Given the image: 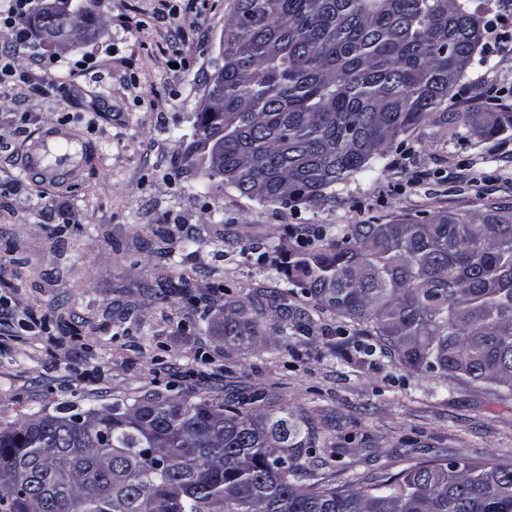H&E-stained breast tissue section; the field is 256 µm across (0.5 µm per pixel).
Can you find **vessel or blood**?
<instances>
[{"mask_svg": "<svg viewBox=\"0 0 512 512\" xmlns=\"http://www.w3.org/2000/svg\"><path fill=\"white\" fill-rule=\"evenodd\" d=\"M93 160L88 142L70 128L57 127L30 137L19 153L18 165L31 182L55 186Z\"/></svg>", "mask_w": 512, "mask_h": 512, "instance_id": "obj_1", "label": "vessel or blood"}]
</instances>
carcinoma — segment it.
I'll list each match as a JSON object with an SVG mask.
<instances>
[{
	"instance_id": "cac0c4a2",
	"label": "carcinoma",
	"mask_w": 512,
	"mask_h": 512,
	"mask_svg": "<svg viewBox=\"0 0 512 512\" xmlns=\"http://www.w3.org/2000/svg\"><path fill=\"white\" fill-rule=\"evenodd\" d=\"M475 0H228L224 75L189 152L224 144L216 183L249 199L315 204L439 112L483 33ZM478 136L511 112H453ZM281 325L295 290L350 323L343 340L371 356L512 392V208L469 222L448 213L352 224L288 264ZM261 303L235 301L224 343L250 345ZM263 394L195 403L147 391L101 409L33 415L0 428V512H512V468L410 465L371 487L302 483L288 451L309 429L288 409L244 411Z\"/></svg>"
}]
</instances>
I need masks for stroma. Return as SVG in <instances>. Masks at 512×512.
Wrapping results in <instances>:
<instances>
[{"label":"stroma","instance_id":"1","mask_svg":"<svg viewBox=\"0 0 512 512\" xmlns=\"http://www.w3.org/2000/svg\"><path fill=\"white\" fill-rule=\"evenodd\" d=\"M94 12L100 35L63 53L37 36L16 49L0 29L16 68L0 83V182L18 188L0 197V427L170 386L191 402L258 391L308 419L313 446L292 455L311 483L365 487L438 450L511 467L510 391L356 354L338 334L344 318L299 294L290 302L311 314L309 330L274 332L268 307L272 336L228 350L218 324L225 302L286 288L290 257L338 228L511 208L512 132L481 138L435 118L318 204L252 200L216 187L202 158L183 161L221 61L227 0H95ZM52 82L71 94L30 91ZM450 109L512 112V53H477ZM63 117L97 162L37 187L17 154Z\"/></svg>","mask_w":512,"mask_h":512}]
</instances>
